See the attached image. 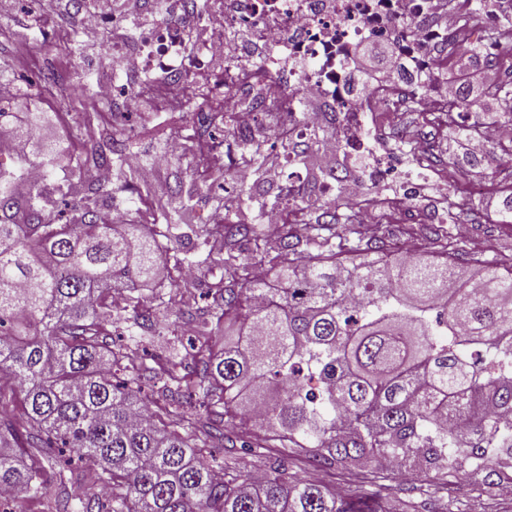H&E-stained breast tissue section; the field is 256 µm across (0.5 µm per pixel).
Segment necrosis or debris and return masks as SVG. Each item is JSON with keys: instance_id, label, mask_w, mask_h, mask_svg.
I'll return each mask as SVG.
<instances>
[{"instance_id": "1", "label": "necrosis or debris", "mask_w": 512, "mask_h": 512, "mask_svg": "<svg viewBox=\"0 0 512 512\" xmlns=\"http://www.w3.org/2000/svg\"><path fill=\"white\" fill-rule=\"evenodd\" d=\"M177 14L194 19V54L186 52L183 27L160 19L127 34L120 12L82 6L95 30L111 28L102 70L103 97L87 100L100 112L110 104L137 112L144 99L167 110L182 93L191 71L206 75L204 99L223 102L227 137L263 135L272 140L279 124L269 121V98L297 116L295 131L335 128L348 163L371 156L365 182L381 183L397 171L388 153L374 152L362 133L364 114L386 112V96L406 89L422 111L454 100V92L428 81L434 51L457 32L448 21V0H173ZM392 43L406 61L405 73L378 83H360L350 61L357 44ZM122 79H115L113 71Z\"/></svg>"}]
</instances>
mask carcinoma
Segmentation results:
<instances>
[{
	"instance_id": "obj_1",
	"label": "carcinoma",
	"mask_w": 512,
	"mask_h": 512,
	"mask_svg": "<svg viewBox=\"0 0 512 512\" xmlns=\"http://www.w3.org/2000/svg\"><path fill=\"white\" fill-rule=\"evenodd\" d=\"M471 63L488 68L480 40L459 37ZM512 117V80L481 96L465 82L442 112L448 122L466 111L467 138L483 134L485 101ZM77 131L99 125L100 112H82L68 99ZM22 148L15 166L0 162V406L23 395L19 420L0 412V490L45 501L47 512H350L342 493L317 481H289L272 466L254 473L228 460L211 464L199 448H233L245 435L225 428L224 416L263 409L262 438L297 448L319 469L356 473L351 496L368 494L362 472L392 458L404 479L422 472L448 483L477 475L488 485L512 481V269L488 262L467 276L458 264L463 242L446 225L459 214L451 202L444 224L427 228L430 256L392 262L380 229L356 228L342 200L348 172L340 156L321 167L315 147L327 130L268 148L242 139L256 184L229 188L231 168L206 166V146L225 135L228 113H196L190 138L216 219L192 223L197 188H169L142 218L138 202L152 195L125 166L130 138L117 137V115L90 147L36 134L51 124L44 112H9L0 105ZM182 121L171 112L144 132L181 157L172 136ZM306 170L296 189L261 188L272 157ZM429 163L473 170L481 160L453 151ZM38 165L42 181L27 179ZM100 165L115 182L87 179ZM336 194L320 190L326 179ZM304 216L303 231H286L276 246L259 225L267 207ZM115 212L107 220L101 210ZM195 235L205 248L194 258L181 248ZM177 273L224 264L222 287L198 321V334L222 348L190 343L169 351L167 414L176 429L147 414L140 382L156 379L134 352L156 331L167 307L161 261Z\"/></svg>"
}]
</instances>
